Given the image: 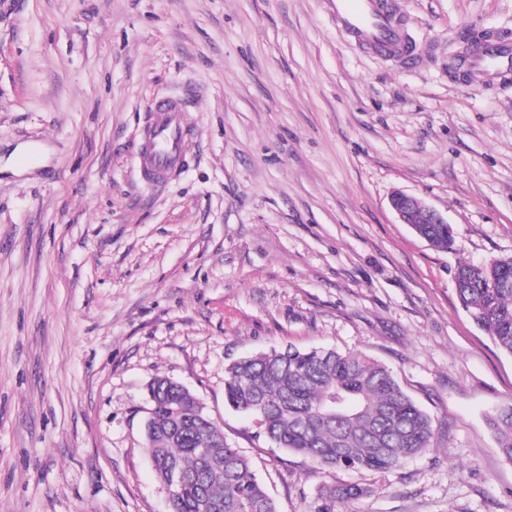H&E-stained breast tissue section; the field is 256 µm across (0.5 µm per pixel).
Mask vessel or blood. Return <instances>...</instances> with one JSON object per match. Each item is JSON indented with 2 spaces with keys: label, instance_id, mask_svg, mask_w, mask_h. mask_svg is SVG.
Returning <instances> with one entry per match:
<instances>
[{
  "label": "vessel or blood",
  "instance_id": "vessel-or-blood-1",
  "mask_svg": "<svg viewBox=\"0 0 512 512\" xmlns=\"http://www.w3.org/2000/svg\"><path fill=\"white\" fill-rule=\"evenodd\" d=\"M338 31L378 56L397 55L410 62L418 56L416 45L406 37L404 12L398 0H325ZM462 70L483 79L512 73V39L492 37L475 52L463 55ZM184 102L167 96L149 109L142 150L148 158L139 169L143 181L165 184L180 166L191 143V130L183 118Z\"/></svg>",
  "mask_w": 512,
  "mask_h": 512
}]
</instances>
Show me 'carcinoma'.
<instances>
[{"label": "carcinoma", "instance_id": "cac0c4a2", "mask_svg": "<svg viewBox=\"0 0 512 512\" xmlns=\"http://www.w3.org/2000/svg\"><path fill=\"white\" fill-rule=\"evenodd\" d=\"M431 245L448 249L445 224H420ZM462 308L496 345L512 355V259L456 269ZM148 452L161 480L182 474L169 512H278L250 460L229 446L214 447L216 423L193 415V401L174 385L153 391ZM224 396L232 408L255 417L265 437L306 458L317 470L385 471L431 448L430 416L404 391L385 365L335 349H273L230 364ZM504 458L512 462V406L488 418ZM365 490L341 484L324 488L334 505Z\"/></svg>", "mask_w": 512, "mask_h": 512}]
</instances>
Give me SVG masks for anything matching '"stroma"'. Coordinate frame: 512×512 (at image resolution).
Segmentation results:
<instances>
[{
	"label": "stroma",
	"instance_id": "1",
	"mask_svg": "<svg viewBox=\"0 0 512 512\" xmlns=\"http://www.w3.org/2000/svg\"><path fill=\"white\" fill-rule=\"evenodd\" d=\"M421 49L366 52L322 0H0V512H167L148 387L185 386L279 512H512L487 423L512 356L463 310L455 270L512 255V76L448 63L512 0H401ZM198 132L162 186L138 177L150 104ZM31 164L19 165L21 156ZM397 191L452 249L397 223ZM392 370L434 444L387 472L315 471L224 401L225 368L271 349ZM397 221L400 224H411L414 232L423 238L422 233L431 245L441 250H448V232L451 235L448 218L435 208L425 204L419 198L406 194L402 191L396 192L390 200ZM414 217L416 219H414ZM420 231H418L417 227ZM325 498L331 503L332 507L325 510V512H334L336 502L344 503L350 499L357 498L365 493V490L357 485L341 484L325 487Z\"/></svg>",
	"mask_w": 512,
	"mask_h": 512
}]
</instances>
